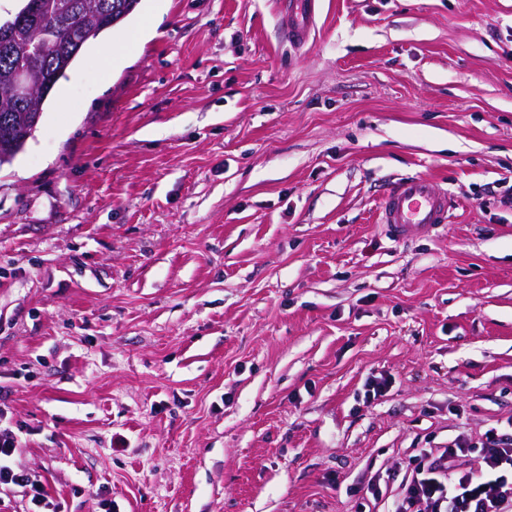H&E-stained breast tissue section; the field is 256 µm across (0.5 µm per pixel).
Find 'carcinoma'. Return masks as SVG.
<instances>
[{"label":"carcinoma","instance_id":"carcinoma-1","mask_svg":"<svg viewBox=\"0 0 512 512\" xmlns=\"http://www.w3.org/2000/svg\"><path fill=\"white\" fill-rule=\"evenodd\" d=\"M141 0H26L17 16L0 23L16 30L0 47V166L11 163L33 133L30 116L43 105L83 46L122 23ZM34 86L28 98L12 94L20 71Z\"/></svg>","mask_w":512,"mask_h":512}]
</instances>
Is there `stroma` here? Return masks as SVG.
<instances>
[{
  "instance_id": "obj_1",
  "label": "stroma",
  "mask_w": 512,
  "mask_h": 512,
  "mask_svg": "<svg viewBox=\"0 0 512 512\" xmlns=\"http://www.w3.org/2000/svg\"><path fill=\"white\" fill-rule=\"evenodd\" d=\"M280 10L142 0L0 166V433L55 512H392L512 434V0ZM416 175L449 218L396 241ZM315 0H283L285 22L280 28L281 38L295 48L305 46L311 37L315 20ZM449 198L422 176H407L387 189L380 208V223L397 239L430 230L448 219Z\"/></svg>"
}]
</instances>
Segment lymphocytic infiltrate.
Returning <instances> with one entry per match:
<instances>
[{"label": "lymphocytic infiltrate", "instance_id": "lymphocytic-infiltrate-1", "mask_svg": "<svg viewBox=\"0 0 512 512\" xmlns=\"http://www.w3.org/2000/svg\"><path fill=\"white\" fill-rule=\"evenodd\" d=\"M11 435H0V485L26 488L29 512H50L42 484L13 469ZM393 512H512V436L487 433L480 446L453 440L411 468Z\"/></svg>", "mask_w": 512, "mask_h": 512}]
</instances>
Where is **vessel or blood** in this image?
<instances>
[{
  "instance_id": "vessel-or-blood-1",
  "label": "vessel or blood",
  "mask_w": 512,
  "mask_h": 512,
  "mask_svg": "<svg viewBox=\"0 0 512 512\" xmlns=\"http://www.w3.org/2000/svg\"><path fill=\"white\" fill-rule=\"evenodd\" d=\"M285 21L280 28L282 39L300 48L311 37L315 20V0H282ZM447 192L437 190L422 176H407L394 181L387 189L379 217L392 235L405 239L430 230L448 219Z\"/></svg>"
}]
</instances>
